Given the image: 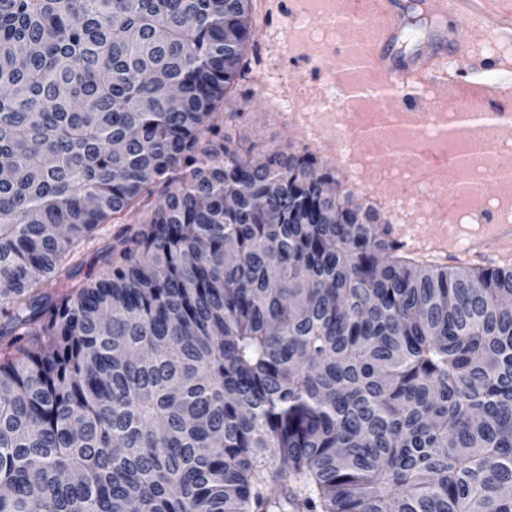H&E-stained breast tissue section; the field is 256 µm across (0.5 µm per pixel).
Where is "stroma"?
I'll list each match as a JSON object with an SVG mask.
<instances>
[{
	"mask_svg": "<svg viewBox=\"0 0 512 512\" xmlns=\"http://www.w3.org/2000/svg\"><path fill=\"white\" fill-rule=\"evenodd\" d=\"M347 9L348 0H288L282 11L277 10L275 0H253L256 23L248 49L247 78L226 99L225 108L244 109L241 129L257 149L313 153L319 165L335 172L355 202L376 208L387 223L389 239L399 243L407 257L448 268H512V255L484 243L481 226L485 218L468 202L456 200L451 225L440 226L436 210L444 193L442 178H435L424 190L416 185L392 186V179L410 171L417 161L412 152L396 149L409 140L408 131L391 129L386 142L380 144L344 139L347 121H368L386 108L375 96L348 106L334 104L340 55L356 44H368L372 31L363 21L360 36L337 33L330 19ZM426 22L409 51L427 48L440 29L456 49L451 58L456 68L469 73L485 59L494 58L500 75L512 77V42L492 36L472 44L464 20L443 22L430 16ZM145 218L144 210H132L124 225L100 226L95 239L81 251L77 282L98 278L104 271L99 248L120 228L138 230Z\"/></svg>",
	"mask_w": 512,
	"mask_h": 512,
	"instance_id": "1",
	"label": "stroma"
}]
</instances>
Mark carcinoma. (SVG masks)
Masks as SVG:
<instances>
[{
	"instance_id": "1",
	"label": "carcinoma",
	"mask_w": 512,
	"mask_h": 512,
	"mask_svg": "<svg viewBox=\"0 0 512 512\" xmlns=\"http://www.w3.org/2000/svg\"><path fill=\"white\" fill-rule=\"evenodd\" d=\"M252 27L0 0V512H512V269L409 262L311 153L245 146ZM144 210L145 208L142 207L140 210L133 209L132 211H129L124 217V222H126V224H104L103 226H100L96 232L95 239L82 248L81 255L79 257V261L82 263V266L76 279L73 281H66L64 286L63 284L53 282L49 284L50 287H53L50 291L57 295H62L68 291V288L66 287L67 284L84 283L98 278L104 271V267L98 257V249L108 243L121 229L125 227L130 228L131 233L141 228L142 224L140 223L146 219V213Z\"/></svg>"
}]
</instances>
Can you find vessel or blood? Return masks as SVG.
I'll use <instances>...</instances> for the list:
<instances>
[{"instance_id":"b4317fda","label":"vessel or blood","mask_w":512,"mask_h":512,"mask_svg":"<svg viewBox=\"0 0 512 512\" xmlns=\"http://www.w3.org/2000/svg\"><path fill=\"white\" fill-rule=\"evenodd\" d=\"M414 6L442 19L465 17L471 40L491 34L512 40V0H414ZM353 11L357 19L371 20L376 36L369 46L345 55L341 70H370L380 76L381 88L395 94L417 87L431 89L435 109L452 116L473 108L481 110L488 104L497 116L512 110V84L490 86L479 75H465L445 64L443 39H436L428 52L418 51L409 56L397 53L395 46L405 19L398 0H356ZM415 106V101L409 100L398 112L381 113L373 127L360 129V138L372 139L386 133L392 117H410ZM411 149L419 159L421 174L457 166L455 155L439 154L416 143Z\"/></svg>"}]
</instances>
